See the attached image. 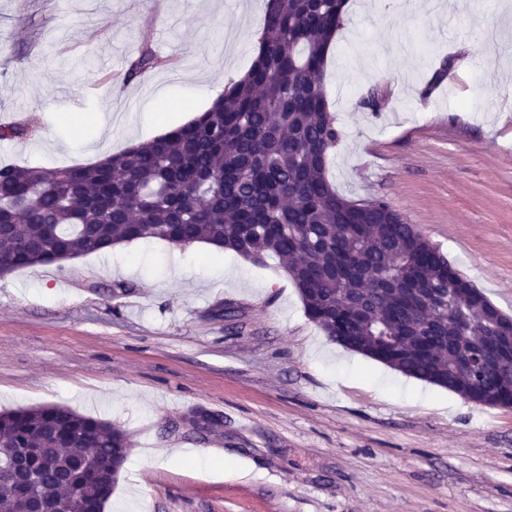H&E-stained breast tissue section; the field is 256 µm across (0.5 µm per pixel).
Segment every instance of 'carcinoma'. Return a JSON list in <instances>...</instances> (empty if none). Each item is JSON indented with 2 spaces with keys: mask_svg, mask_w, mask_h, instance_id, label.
<instances>
[{
  "mask_svg": "<svg viewBox=\"0 0 512 512\" xmlns=\"http://www.w3.org/2000/svg\"><path fill=\"white\" fill-rule=\"evenodd\" d=\"M346 0H266L252 66L200 116L104 161L0 167V262L10 270L158 239L286 262L307 316L343 347L478 404L512 408V317L383 199L350 201L326 175L341 137L323 90ZM162 64L146 50L126 78ZM44 449L43 512H87L78 466L110 497L126 457L108 421L48 404L0 412V447ZM26 512L0 480V504Z\"/></svg>",
  "mask_w": 512,
  "mask_h": 512,
  "instance_id": "obj_1",
  "label": "carcinoma"
}]
</instances>
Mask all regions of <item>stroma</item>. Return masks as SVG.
I'll return each mask as SVG.
<instances>
[{
	"instance_id": "35a3bbf8",
	"label": "stroma",
	"mask_w": 512,
	"mask_h": 512,
	"mask_svg": "<svg viewBox=\"0 0 512 512\" xmlns=\"http://www.w3.org/2000/svg\"><path fill=\"white\" fill-rule=\"evenodd\" d=\"M326 63L328 178L381 198L512 316V0H361ZM263 0H0V166L149 141L130 114L235 81ZM149 50L163 67L126 80ZM443 79H436L440 66ZM382 91L378 110L361 99ZM58 404L129 441L105 512H512V409L331 340L278 259L146 239L0 274V411ZM185 449L178 463L167 459ZM247 470L240 479L221 462Z\"/></svg>"
}]
</instances>
